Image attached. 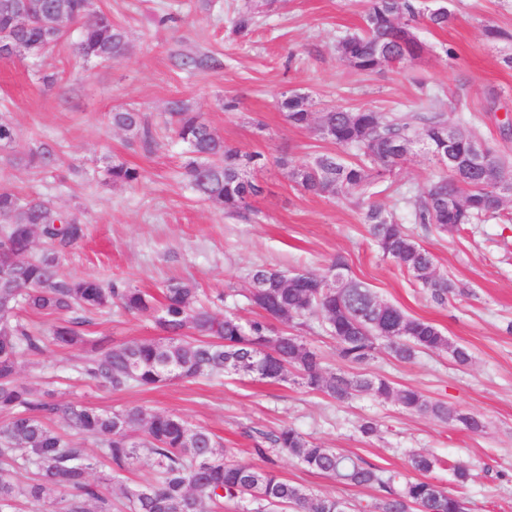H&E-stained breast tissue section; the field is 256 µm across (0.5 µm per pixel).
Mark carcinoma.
<instances>
[{"mask_svg": "<svg viewBox=\"0 0 512 512\" xmlns=\"http://www.w3.org/2000/svg\"><path fill=\"white\" fill-rule=\"evenodd\" d=\"M251 5L237 12L233 32L248 36L254 26ZM421 11L414 0H368L360 32L336 42L340 59L351 68L372 73L389 65L421 59L429 46L420 39L414 22ZM452 13L439 7L426 15L430 26L443 29ZM78 31L75 53L86 61L119 62L128 53L125 29L112 15L93 8L91 0H0V40L16 43V56L40 59L70 29ZM486 37L502 44V56L512 69V32L489 27ZM279 110L294 128L310 129L323 141L354 157L336 152L318 153L293 167L289 176L301 191L330 199H355L364 206L363 221L383 258L407 272L443 306L467 293L465 286L437 271L434 257L390 212L372 202L380 184L401 170L408 157L424 153L441 168L412 206L414 223L435 225L446 232L462 224L512 222L506 210L505 162L487 147V164H469L472 143L478 140L468 128L454 127L443 113L432 111V100H421L422 112L391 115L372 109L324 108L315 113L305 94L285 93ZM168 123L187 145L184 166L191 188L214 207L235 215L248 209L264 188L250 171L265 167L264 156L245 153L224 143L209 124L181 99L169 101ZM112 127L132 136L140 148L157 144L156 130L140 109L119 106L110 113ZM16 127L0 120V149L13 146ZM55 161L53 150L38 147L28 162L46 170ZM114 183L136 184L142 175L125 163L107 168ZM0 512H16L32 504L37 512H112L120 498L126 512H220L226 501L248 500L252 512H349V503L336 496L312 495L283 478L275 461L259 448L266 465L240 462L223 449L215 435L203 427L192 428L179 416L155 412L144 417L141 409L112 412L81 404H62L50 392L42 394L19 383L20 359L44 353L49 346L74 345L85 338L77 326L84 315L114 304L138 315L156 316L163 341L105 345L78 368L81 377L102 387L122 390L153 387L177 379L250 376L266 382L288 377L309 390L346 402L361 394L381 401L395 400L408 411L427 414L445 423L458 422L478 433L482 418L462 413L441 402H431L412 387L396 386L380 377L352 372L372 359L381 347L394 357L410 361L420 352H446L460 366L467 365V347L453 344L433 322L407 315L399 307L379 300L362 283L349 276V266L336 255L322 273H300L310 287L285 286L287 273L266 266L250 274L246 298L260 318L244 321L234 314L217 316L198 302V288L190 281L170 280L162 299L138 288L104 285L89 278H65L59 272L60 254L85 236L84 224L58 210L50 201L23 198L0 188ZM22 312L52 315L73 313L40 329L28 327ZM312 319L336 342V356L346 366L329 372L318 349L294 333L277 334L271 321L305 325ZM57 418L80 434L98 441L99 453L85 449L49 421ZM139 429L133 440L129 432ZM278 453L296 459L305 469L345 485L373 488L377 496L362 512H466L465 501L426 477L438 460L420 452L410 456L421 477L399 480L397 475L366 464L361 459L325 448L291 427L270 438ZM148 459L155 467V483L143 487L118 486L109 491L105 482L91 476L103 463L116 473ZM25 469L30 476L21 478Z\"/></svg>", "mask_w": 512, "mask_h": 512, "instance_id": "carcinoma-1", "label": "carcinoma"}]
</instances>
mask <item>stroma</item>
I'll list each match as a JSON object with an SVG mask.
<instances>
[{"label": "stroma", "instance_id": "1", "mask_svg": "<svg viewBox=\"0 0 512 512\" xmlns=\"http://www.w3.org/2000/svg\"><path fill=\"white\" fill-rule=\"evenodd\" d=\"M242 4L95 0L128 33L122 61H84L68 40L36 63L0 59V118L18 132L15 147L0 151V187L50 199L85 224V238L60 260L64 275L151 291L172 278L191 281L216 314L231 311L245 321L258 316L246 298L254 267L318 273L344 255L353 278L410 315L434 322L472 354L470 363L460 366L445 352L401 362L383 350L367 373L481 415L484 432L474 434L366 395L338 403L291 381L176 380L122 391L97 386L77 372L94 353L92 339L106 336L120 344L160 337L153 318L117 307L90 315L80 329L86 344L24 359L18 381L39 393L53 391L64 403L175 413L209 429L238 459L254 464L255 443L285 426L388 473L410 475L409 455L424 452L438 460L430 480L462 497L468 512H512V224L493 220L453 233L417 228L438 271L467 289L448 305L435 304L381 257L360 207L296 188L289 167L332 145L288 125L276 104L280 94L297 91L331 107L415 112L428 94L449 123L475 126L505 157L512 175V131L503 130L512 119V69L484 34L489 25L512 30V0H447L454 14L448 28L419 26L431 47L428 55L372 74L348 67L334 52L339 37L361 27L366 0H255L253 31L239 37L232 20ZM449 47L454 56L446 55ZM193 58L198 66H190ZM40 70L57 74V82L43 85L36 76ZM174 99L200 112L226 144L264 155L266 166L258 173L264 192L252 199L247 217L216 210L191 189L184 147L162 127ZM226 100L236 101L238 110L225 111ZM119 105L141 108L159 126L153 152L113 130L109 114ZM38 146L55 152L53 171L26 167L29 150ZM115 162L137 168L141 181L112 184L106 168ZM438 173L423 155L412 156L376 200L412 224V199ZM365 420L377 423L376 436L358 433ZM276 461L283 478L312 493L354 505L375 495L337 484L287 456ZM457 467L470 469L473 480L458 485Z\"/></svg>", "mask_w": 512, "mask_h": 512}]
</instances>
